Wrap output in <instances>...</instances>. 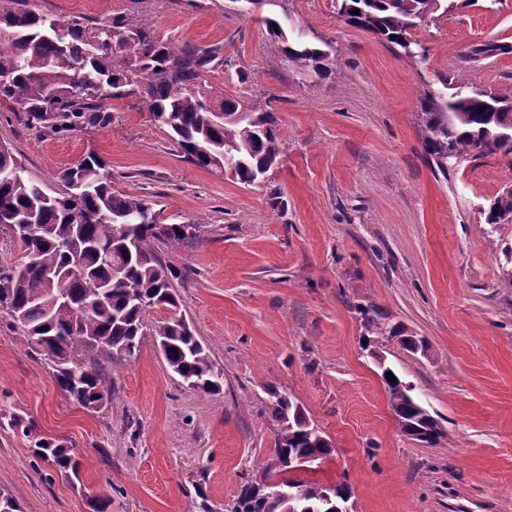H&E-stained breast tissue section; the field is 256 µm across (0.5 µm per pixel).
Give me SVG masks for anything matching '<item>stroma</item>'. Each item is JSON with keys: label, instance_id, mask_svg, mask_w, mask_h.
Listing matches in <instances>:
<instances>
[{"label": "stroma", "instance_id": "35a3bbf8", "mask_svg": "<svg viewBox=\"0 0 512 512\" xmlns=\"http://www.w3.org/2000/svg\"><path fill=\"white\" fill-rule=\"evenodd\" d=\"M84 25L122 16L163 42L215 50L203 83L273 112L277 165L247 185L180 153L131 97L106 101L103 128L53 136L23 112L0 116V143L47 193L88 153L116 187L152 203L195 238L157 244L178 272L179 311L224 374L205 393L171 372L152 341L105 361L112 398L74 405L50 363L0 314V492L21 512H228L241 486L274 466L267 387L284 388L329 441L301 480L345 484L351 512H512V224H489L512 189V160L469 154L439 169L424 151L425 92L512 88V0H447L419 22L414 55L344 23L336 0H35ZM327 50L311 79L260 18ZM487 43L503 53L469 58ZM425 338L362 349L359 307ZM391 366L440 423L428 443L403 433L379 376ZM72 449L74 475L35 457L12 419Z\"/></svg>", "mask_w": 512, "mask_h": 512}]
</instances>
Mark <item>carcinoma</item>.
Returning <instances> with one entry per match:
<instances>
[{"label": "carcinoma", "instance_id": "1", "mask_svg": "<svg viewBox=\"0 0 512 512\" xmlns=\"http://www.w3.org/2000/svg\"><path fill=\"white\" fill-rule=\"evenodd\" d=\"M444 0H339L338 13L347 24L403 46L417 22L437 13ZM278 50L306 70H327V51L289 38L281 22L263 17ZM132 35L133 42L113 31ZM216 60L207 48L179 51L159 40L152 28L115 16L93 29L77 17L49 16L34 7L0 13V106L21 109L26 122L56 135L104 128L110 114L106 100L135 97L142 108L173 134L181 150L199 165L237 151L243 161L237 178L244 184L278 162V133L268 112H255L235 122L224 113L239 111L240 102L224 99L210 107L203 71ZM426 154L445 167L448 158L472 152L512 155V91L493 93L477 87L449 96L428 92L421 101ZM66 192H44L25 176L8 148H0V226L31 224L34 230L13 233L23 262L0 261V313L18 330L17 339L36 345L50 362L55 380L73 402L97 412L111 392L101 370L102 359H132L150 336L170 370L189 386L214 393L223 373L215 369L206 346L177 315L173 279L177 272L159 259L155 244L178 245L196 237L195 224H161L149 203L117 189L105 160L88 154L61 176ZM489 224L512 223V190L496 197L486 214ZM65 298L73 313L59 311ZM171 311L153 324L149 310ZM362 345L373 350L400 337L412 353L424 341L399 336L386 326L373 305L359 308ZM391 409L404 432L414 434L436 425L412 395V385L395 377L384 380ZM268 409L277 423L275 441L279 472L298 461L324 453L330 445L284 390L266 388ZM33 453L58 471L75 472L78 462L67 446L44 438L31 423L15 419ZM299 490L289 501L286 494ZM348 488L299 479H263L242 486L230 512H336L346 504Z\"/></svg>", "mask_w": 512, "mask_h": 512}]
</instances>
